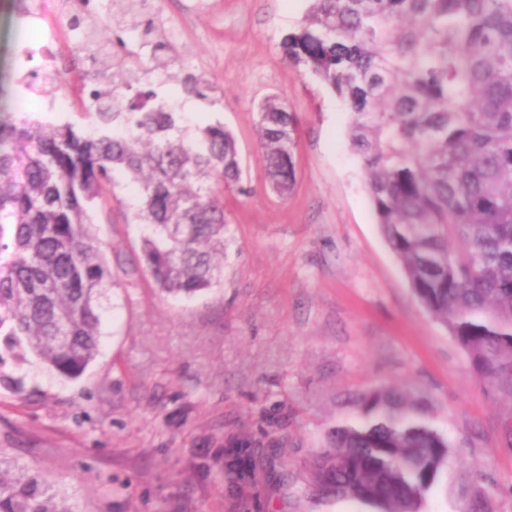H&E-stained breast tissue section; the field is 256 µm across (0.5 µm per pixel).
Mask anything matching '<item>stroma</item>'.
<instances>
[{
	"label": "stroma",
	"mask_w": 512,
	"mask_h": 512,
	"mask_svg": "<svg viewBox=\"0 0 512 512\" xmlns=\"http://www.w3.org/2000/svg\"><path fill=\"white\" fill-rule=\"evenodd\" d=\"M184 71L212 87L211 103L154 79L160 98L194 123H224L237 140L244 193L225 196L235 241L224 284L191 299L166 297L144 277L121 278L101 312L96 359L76 381L36 361L15 368L20 391L0 388V448L42 469L78 512H367L319 496L305 466L329 431L356 419L359 397L411 384L435 397L434 426L463 444L423 512H472L477 496L512 512V453L496 438L507 414L473 380L448 330L412 296L384 242L351 148L343 102L283 59L281 40L310 0H152ZM56 15L0 0V53L22 26L29 57L0 92L46 122L79 111L86 58L66 29L43 47ZM55 62L70 87L41 97L20 77ZM269 94L299 118L296 181L271 193L256 132ZM143 226L120 212L99 225L108 258L137 254ZM250 449L255 479L230 496L226 449Z\"/></svg>",
	"instance_id": "35a3bbf8"
}]
</instances>
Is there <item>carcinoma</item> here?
<instances>
[{"label":"carcinoma","instance_id":"1","mask_svg":"<svg viewBox=\"0 0 512 512\" xmlns=\"http://www.w3.org/2000/svg\"><path fill=\"white\" fill-rule=\"evenodd\" d=\"M101 17L61 0L96 88L59 124L30 112L0 120V363L34 357L70 380L99 351L114 273L95 226L122 209L121 175L141 185L125 214L146 228L122 273L192 297L224 281L232 234L224 192H244L233 134L190 127L153 90L129 97L177 53L150 0H116ZM153 45L149 59L144 44ZM284 60L334 91L350 115L376 224L413 296L446 326L487 393L508 407L512 451V0H311L281 41ZM185 93L210 99L187 76ZM297 119L276 96L259 107L269 182L294 184ZM433 395L384 386L311 463L314 490L370 512H422L454 444L434 428ZM0 512H77L42 470L0 451Z\"/></svg>","mask_w":512,"mask_h":512}]
</instances>
